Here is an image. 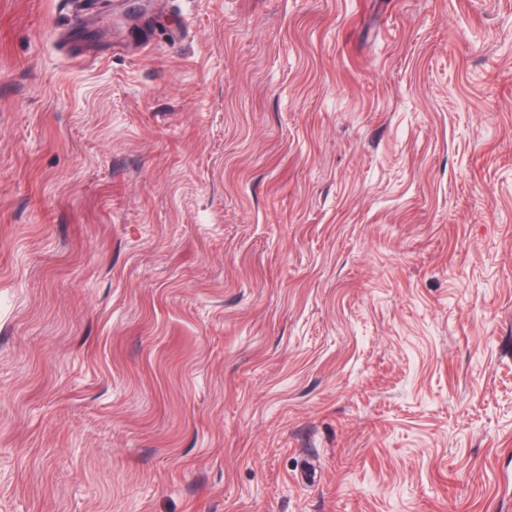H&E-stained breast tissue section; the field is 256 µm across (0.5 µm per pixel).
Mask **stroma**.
<instances>
[{"label":"stroma","instance_id":"obj_1","mask_svg":"<svg viewBox=\"0 0 512 512\" xmlns=\"http://www.w3.org/2000/svg\"><path fill=\"white\" fill-rule=\"evenodd\" d=\"M102 2L0 0V512H512V0Z\"/></svg>","mask_w":512,"mask_h":512}]
</instances>
